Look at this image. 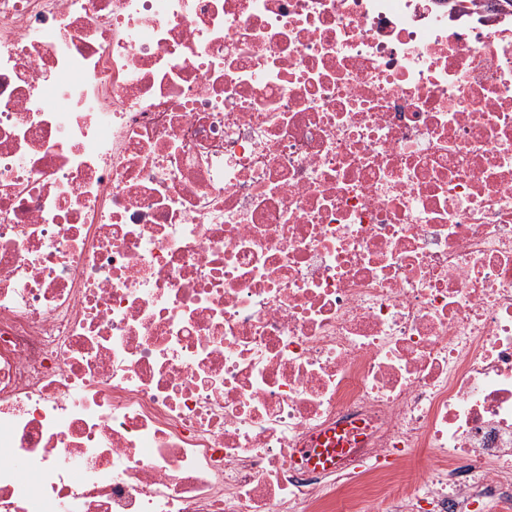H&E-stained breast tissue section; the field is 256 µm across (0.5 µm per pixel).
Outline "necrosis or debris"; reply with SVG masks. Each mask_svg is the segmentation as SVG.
<instances>
[{"instance_id": "1", "label": "necrosis or debris", "mask_w": 512, "mask_h": 512, "mask_svg": "<svg viewBox=\"0 0 512 512\" xmlns=\"http://www.w3.org/2000/svg\"><path fill=\"white\" fill-rule=\"evenodd\" d=\"M0 512H512V12L0 0Z\"/></svg>"}]
</instances>
